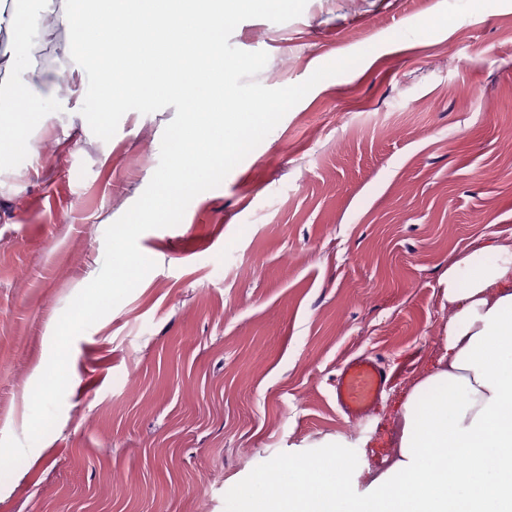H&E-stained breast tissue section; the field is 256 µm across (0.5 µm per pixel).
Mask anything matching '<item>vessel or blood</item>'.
<instances>
[{"label": "vessel or blood", "mask_w": 512, "mask_h": 512, "mask_svg": "<svg viewBox=\"0 0 512 512\" xmlns=\"http://www.w3.org/2000/svg\"><path fill=\"white\" fill-rule=\"evenodd\" d=\"M386 384L387 374L378 360L352 359L336 376V402L350 418H361L379 401Z\"/></svg>", "instance_id": "1"}]
</instances>
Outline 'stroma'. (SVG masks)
Listing matches in <instances>:
<instances>
[{"label":"stroma","mask_w":512,"mask_h":512,"mask_svg":"<svg viewBox=\"0 0 512 512\" xmlns=\"http://www.w3.org/2000/svg\"><path fill=\"white\" fill-rule=\"evenodd\" d=\"M65 41L57 30L38 50L35 84L77 65ZM230 43L267 52L269 88L365 57L177 226L140 236L156 268L74 340L59 418L0 478V512H225L271 461L291 472L338 438L349 494L367 495L405 388L443 347V274L512 236V0H307L282 24L243 21ZM80 109L0 130V437L25 439L32 373L176 114L127 112L105 142ZM361 355L388 383L355 421L336 373Z\"/></svg>","instance_id":"obj_1"}]
</instances>
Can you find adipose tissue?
Returning a JSON list of instances; mask_svg holds the SVG:
<instances>
[{"instance_id": "1", "label": "adipose tissue", "mask_w": 512, "mask_h": 512, "mask_svg": "<svg viewBox=\"0 0 512 512\" xmlns=\"http://www.w3.org/2000/svg\"><path fill=\"white\" fill-rule=\"evenodd\" d=\"M38 23L13 15L8 24L18 72L8 97L0 98V125L17 101L48 114V96L77 85L40 92L29 81L34 56L56 25L67 33L68 51L80 54L78 74L98 70L100 44L115 41L112 16H88L79 0H37ZM448 302L445 344L412 384L395 421L387 467L372 474L371 499L356 505L348 496L350 462L339 449L326 450L327 470L304 455L291 475L270 463L260 499L230 497L225 512H447L449 503L471 512H512V239L483 243L451 263L442 278Z\"/></svg>"}]
</instances>
